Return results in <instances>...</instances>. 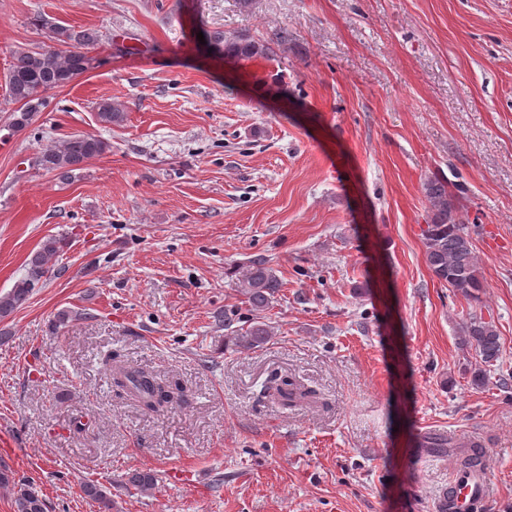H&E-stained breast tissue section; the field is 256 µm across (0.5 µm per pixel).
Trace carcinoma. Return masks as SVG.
Wrapping results in <instances>:
<instances>
[{"label":"carcinoma","instance_id":"carcinoma-1","mask_svg":"<svg viewBox=\"0 0 512 512\" xmlns=\"http://www.w3.org/2000/svg\"><path fill=\"white\" fill-rule=\"evenodd\" d=\"M38 27L46 28L60 45L55 50L19 48L12 52V61L6 75L10 101L18 108L9 114V127L22 130L32 124L44 107V94L63 87L93 67L90 46L98 41L97 32L75 30L56 25L43 16L34 19ZM226 53L250 58L266 53V44L244 35L226 42ZM101 123L110 125L123 121L124 105L104 99L97 106ZM109 144L95 135L76 134L53 142L33 158L32 166L64 178L81 170L92 159L104 154ZM429 203V221L423 229L422 240L427 266L439 282L453 291L478 302L484 288L478 257L473 248L471 227L464 219L456 193L448 190V181L430 180L424 185ZM67 245L63 237L49 236L40 244L26 263V272L12 288L0 295V321L25 305L34 289L51 274L53 262ZM281 279L263 254L250 258L246 271L238 282L239 292L251 310L259 312L272 304L281 288ZM271 335L269 326L254 321L247 330L233 337L240 349L263 344ZM459 344L475 351L476 364L471 369V385L479 388L487 380V368L495 365L502 354L500 334L492 319L476 313L469 315L459 331ZM111 384L120 394L138 403L144 410L160 413L171 408L182 397L175 384L161 379L143 368H129L115 361L108 353L103 359ZM270 399L283 409H292L315 401V390L291 376L275 377L266 386ZM127 483L142 494L150 495L157 489V477L151 470H137L127 476ZM0 486L10 489L14 512H47L46 500L29 480L15 481L8 471H0ZM85 497L97 504L98 512H112V494L107 488L88 481L83 485Z\"/></svg>","mask_w":512,"mask_h":512}]
</instances>
